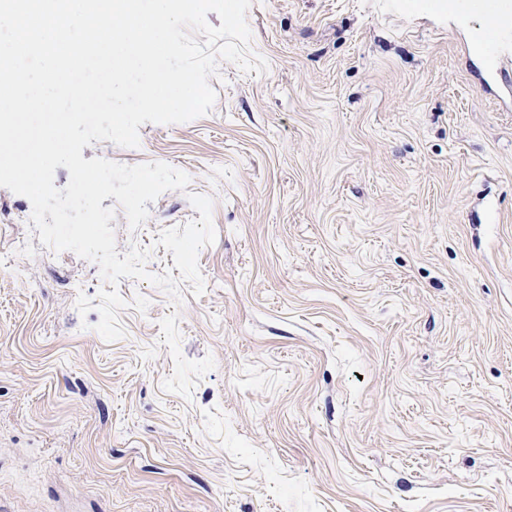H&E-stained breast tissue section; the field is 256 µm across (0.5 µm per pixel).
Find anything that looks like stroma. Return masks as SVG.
<instances>
[{"mask_svg":"<svg viewBox=\"0 0 512 512\" xmlns=\"http://www.w3.org/2000/svg\"><path fill=\"white\" fill-rule=\"evenodd\" d=\"M456 2L252 0L266 73L219 61L208 114L83 148L189 175L135 231L102 202L150 273L213 201L203 294L121 278L115 342L76 308L98 264L0 187V512H512V86ZM172 313L216 362L187 399Z\"/></svg>","mask_w":512,"mask_h":512,"instance_id":"35a3bbf8","label":"stroma"}]
</instances>
